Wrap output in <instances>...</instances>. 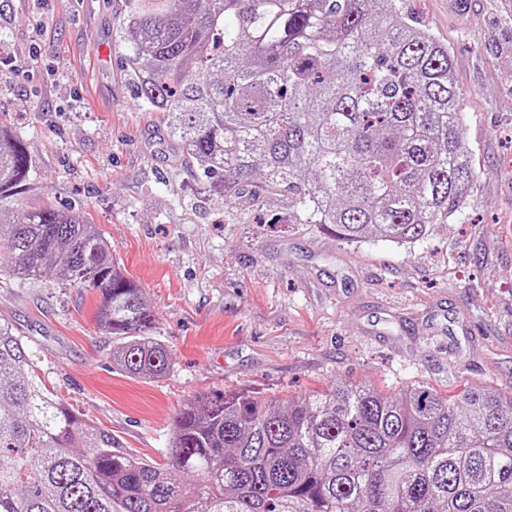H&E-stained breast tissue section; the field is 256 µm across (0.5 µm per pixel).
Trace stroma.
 <instances>
[{
  "instance_id": "35a3bbf8",
  "label": "stroma",
  "mask_w": 512,
  "mask_h": 512,
  "mask_svg": "<svg viewBox=\"0 0 512 512\" xmlns=\"http://www.w3.org/2000/svg\"><path fill=\"white\" fill-rule=\"evenodd\" d=\"M395 5L451 53L477 174L453 223L411 248L344 243L250 186L226 205L138 98L116 37L123 0H0V128L33 161L0 219L53 206L95 224L172 368L113 367L97 290L1 274L0 322L121 451L165 463L179 409L207 391L288 398L339 379L389 395L414 381L445 396L512 390V0L465 14L449 0Z\"/></svg>"
}]
</instances>
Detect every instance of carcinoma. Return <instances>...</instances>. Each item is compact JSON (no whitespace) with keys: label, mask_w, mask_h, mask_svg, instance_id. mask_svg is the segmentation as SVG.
<instances>
[{"label":"carcinoma","mask_w":512,"mask_h":512,"mask_svg":"<svg viewBox=\"0 0 512 512\" xmlns=\"http://www.w3.org/2000/svg\"><path fill=\"white\" fill-rule=\"evenodd\" d=\"M116 33L139 98L226 202L254 182L345 242L401 246L466 203L448 46L395 0H124ZM31 168L0 129V203ZM0 272L100 290L96 320L121 340L112 366L170 371L141 289L73 209L1 223ZM167 455L169 470L117 450L0 323V512H512V394L348 381L288 400L201 393Z\"/></svg>","instance_id":"obj_1"}]
</instances>
